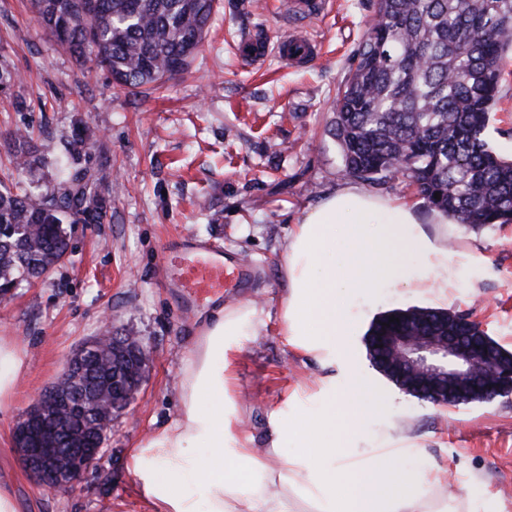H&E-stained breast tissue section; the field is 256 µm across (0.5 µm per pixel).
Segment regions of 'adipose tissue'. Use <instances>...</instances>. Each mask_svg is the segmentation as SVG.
Wrapping results in <instances>:
<instances>
[{
    "instance_id": "ef3b65f1",
    "label": "adipose tissue",
    "mask_w": 512,
    "mask_h": 512,
    "mask_svg": "<svg viewBox=\"0 0 512 512\" xmlns=\"http://www.w3.org/2000/svg\"><path fill=\"white\" fill-rule=\"evenodd\" d=\"M437 221L427 232L414 203L354 184L304 212L283 245L278 333L300 352L340 364L341 378L320 381L317 415L300 398L271 410L256 444L239 428L252 407L234 395L229 357L266 328V314L252 300L222 306L184 356L178 417L128 456L148 512H466L469 496L449 490L447 469L409 473L402 448L365 458L353 452L370 408L383 399L351 349L358 326L349 300L390 286L447 302L448 218Z\"/></svg>"
}]
</instances>
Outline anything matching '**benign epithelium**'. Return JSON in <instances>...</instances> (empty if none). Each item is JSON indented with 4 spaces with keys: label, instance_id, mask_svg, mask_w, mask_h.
Here are the masks:
<instances>
[{
    "label": "benign epithelium",
    "instance_id": "benign-epithelium-1",
    "mask_svg": "<svg viewBox=\"0 0 512 512\" xmlns=\"http://www.w3.org/2000/svg\"><path fill=\"white\" fill-rule=\"evenodd\" d=\"M376 359L406 392L435 404L477 397L484 401L505 388L512 389V357L495 355L479 336H464L429 318L407 317L387 325L373 337ZM101 348L112 351L113 406L123 410L141 387L147 345L139 336H117L112 327L86 344L65 363L57 380L40 396L17 426L15 442L20 461L34 479L51 490L75 487L94 465L98 448H57L54 431L31 433V418L46 404L62 405L60 384L81 374V358Z\"/></svg>",
    "mask_w": 512,
    "mask_h": 512
}]
</instances>
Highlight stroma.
<instances>
[{
    "instance_id": "1",
    "label": "stroma",
    "mask_w": 512,
    "mask_h": 512,
    "mask_svg": "<svg viewBox=\"0 0 512 512\" xmlns=\"http://www.w3.org/2000/svg\"><path fill=\"white\" fill-rule=\"evenodd\" d=\"M284 0H216L208 34L188 69L156 91L115 87L107 71L62 52L37 24L30 0H0V58L22 83L0 87V179L27 189L55 179L46 169H15L10 136L33 131L39 150L57 153L82 139V163L104 169L122 192L102 223L69 225L71 253L42 280L0 303V336L26 349L17 395L0 408V480L21 512H146L126 472V458L160 424L177 417V375L199 327L223 304L256 300L270 320L233 356L238 390L256 409L248 430L263 439L267 413L301 384L331 374L319 359L287 346L278 334L285 239L305 210L350 179L330 134L336 94L371 25L377 0H322L317 15L292 19ZM314 44L292 63L278 45L293 28ZM261 33L268 52L248 60L242 35ZM492 148L512 156V56L504 61L499 101L488 128ZM193 238L242 265L240 287L191 300L173 281L162 255ZM450 309L468 314L512 351V224L471 230L448 227ZM406 288H380L373 301L354 296L361 327L393 309L425 305ZM142 337L152 354L138 393L112 417L95 465L76 489L51 490L23 467L14 430L65 361L104 325ZM363 372L387 393L372 411L370 454L386 425L408 424L414 453L408 471L447 468L467 487L472 512H512V394L436 406L407 395L370 364L363 336L351 337Z\"/></svg>"
}]
</instances>
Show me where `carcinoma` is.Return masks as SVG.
Listing matches in <instances>:
<instances>
[{
  "instance_id": "obj_1",
  "label": "carcinoma",
  "mask_w": 512,
  "mask_h": 512,
  "mask_svg": "<svg viewBox=\"0 0 512 512\" xmlns=\"http://www.w3.org/2000/svg\"><path fill=\"white\" fill-rule=\"evenodd\" d=\"M215 0H33L36 21L65 52L107 71L119 88L159 87L185 71L207 31ZM378 22L336 97L330 132L345 171L373 183L402 172L430 207L472 229L512 224V159L496 154L486 131L498 101L500 63L512 53V0H378ZM20 168L53 166L59 179L33 192L0 185V286L41 278L70 249L65 225L101 222L112 195L108 175L83 167L80 152L37 154L16 132ZM440 198H434L435 193ZM412 308L378 316L377 335ZM83 378L112 387V365L95 357ZM70 413L64 439L104 444L97 432L107 399Z\"/></svg>"
}]
</instances>
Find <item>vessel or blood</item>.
<instances>
[{
  "instance_id": "obj_1",
  "label": "vessel or blood",
  "mask_w": 512,
  "mask_h": 512,
  "mask_svg": "<svg viewBox=\"0 0 512 512\" xmlns=\"http://www.w3.org/2000/svg\"><path fill=\"white\" fill-rule=\"evenodd\" d=\"M163 259L174 269L179 287L194 299L209 297L222 291L229 280L240 279L242 269L225 263L207 247L186 241L179 248L164 251Z\"/></svg>"
}]
</instances>
